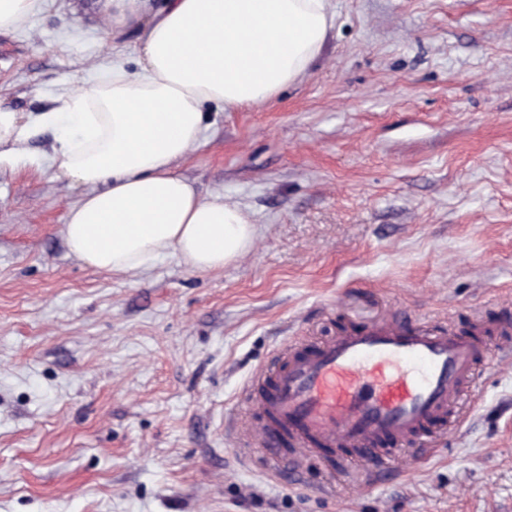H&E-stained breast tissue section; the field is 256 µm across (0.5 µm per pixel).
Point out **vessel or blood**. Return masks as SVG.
Listing matches in <instances>:
<instances>
[{
  "label": "vessel or blood",
  "mask_w": 512,
  "mask_h": 512,
  "mask_svg": "<svg viewBox=\"0 0 512 512\" xmlns=\"http://www.w3.org/2000/svg\"><path fill=\"white\" fill-rule=\"evenodd\" d=\"M484 338L398 315L348 330L321 345L292 344L254 379L262 421L257 447L275 466L299 472L304 458L343 469L346 448L366 480L386 481L389 463L412 449L427 424L459 419L477 365L499 359Z\"/></svg>",
  "instance_id": "1"
}]
</instances>
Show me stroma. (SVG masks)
I'll use <instances>...</instances> for the list:
<instances>
[{
  "instance_id": "1",
  "label": "stroma",
  "mask_w": 512,
  "mask_h": 512,
  "mask_svg": "<svg viewBox=\"0 0 512 512\" xmlns=\"http://www.w3.org/2000/svg\"><path fill=\"white\" fill-rule=\"evenodd\" d=\"M271 100L210 109L181 163L256 237L223 269L99 271L62 229L80 189L0 172V512H512V360L392 481L273 472L246 385L295 340L409 315L512 344V0H331ZM113 55L101 0H42L0 35L25 112Z\"/></svg>"
}]
</instances>
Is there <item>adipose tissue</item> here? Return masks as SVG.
<instances>
[{
    "instance_id": "adipose-tissue-1",
    "label": "adipose tissue",
    "mask_w": 512,
    "mask_h": 512,
    "mask_svg": "<svg viewBox=\"0 0 512 512\" xmlns=\"http://www.w3.org/2000/svg\"><path fill=\"white\" fill-rule=\"evenodd\" d=\"M111 33L138 31L139 68L115 63L61 94L49 112L0 104V168L35 167L80 187L63 234L102 271L136 273L177 255L190 268H223L255 227L237 204L201 194L177 169L201 141L212 107L272 99L319 55L329 0H105ZM56 129L49 156L29 142Z\"/></svg>"
}]
</instances>
